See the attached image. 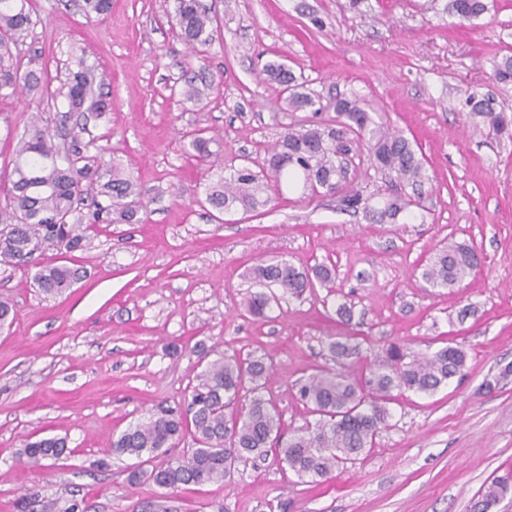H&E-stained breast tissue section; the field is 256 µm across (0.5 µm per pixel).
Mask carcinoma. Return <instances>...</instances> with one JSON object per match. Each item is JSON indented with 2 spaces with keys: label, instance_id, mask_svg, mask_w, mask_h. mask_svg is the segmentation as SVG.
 <instances>
[{
  "label": "carcinoma",
  "instance_id": "1",
  "mask_svg": "<svg viewBox=\"0 0 512 512\" xmlns=\"http://www.w3.org/2000/svg\"><path fill=\"white\" fill-rule=\"evenodd\" d=\"M88 15L104 16L112 0H83ZM486 0H448L445 11L459 20H471L487 12ZM175 18L180 38L200 57L214 41L216 18L202 8L199 0H176ZM34 25L28 0H0V92L11 95L24 88L38 87L41 77L34 71L22 75L14 65L10 46L23 42ZM267 80L288 93L294 111L318 113L320 101L301 86L293 72L281 63L265 64ZM94 70L80 66L66 78V110H59L57 96L46 93L49 111L38 112L24 126L17 142L4 206L9 221L0 224V265L15 266L52 246L74 251L87 240L85 221L134 224L143 221L137 200L141 189L131 171L120 161L100 162L95 170L77 163L84 146L75 136L59 144L50 124L63 126L72 115L106 112L110 103L95 94ZM181 95L187 102H200L215 89L204 69L188 67L182 77ZM471 111L490 126L505 131L512 118L496 111L493 99L469 100ZM336 123H294L284 127L278 140L267 150L260 171L248 166L224 168V159L210 149L214 138L203 133L191 136L186 154L207 163L214 171L205 184V203L220 212H257L274 201L272 190L282 183H301L304 191L336 194L346 210L361 212L373 224H395L410 214V202L400 195L375 201L349 180V164L356 155L370 167L394 181L420 190L429 176L411 141L397 129L376 121L357 97H343L334 103ZM104 198L94 201L92 216L84 213L86 194ZM477 255L467 245L451 243L439 249L423 266L421 278L430 288H454L477 269ZM255 291L246 293L244 310L254 318L267 317L272 304L291 297L300 299L314 282H326L330 270L319 266L308 272L284 259L262 261L248 270ZM76 271L64 265H43L34 274L35 283L47 296L70 288ZM467 353L460 346H446L431 355L407 353L399 343L389 346L367 373L352 378L334 369H321L300 380L299 398L319 415L282 443V423L271 400L262 393L260 381L269 366L264 359L218 358L208 362L196 375L197 384L184 404L176 408L158 406L148 416L128 426L112 440L110 452L137 458L163 448L175 447V440L187 425L194 427L198 447L154 467L149 478L160 488L176 490L185 485L222 482L234 473L238 463L264 459L272 446L278 447L280 462L300 478L323 479L336 468L351 463L371 446L391 417L387 404L392 392L411 391L431 395L448 380L463 374ZM66 441L46 438L27 442L18 459L33 466L44 460H59ZM512 491V469L493 479L473 505V512L490 509ZM17 512H80L74 502L57 510L54 501L34 495L23 498Z\"/></svg>",
  "mask_w": 512,
  "mask_h": 512
}]
</instances>
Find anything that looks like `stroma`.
I'll return each instance as SVG.
<instances>
[{"label":"stroma","mask_w":512,"mask_h":512,"mask_svg":"<svg viewBox=\"0 0 512 512\" xmlns=\"http://www.w3.org/2000/svg\"><path fill=\"white\" fill-rule=\"evenodd\" d=\"M201 2L218 28L205 60L192 61L174 0H112L100 18L82 0H31L17 66L43 72L55 93L78 60L94 68L110 109L82 120L84 162L128 163L147 219L99 223L83 249L46 250L45 261L79 272L59 296L42 294L27 268L0 267V300L16 310L0 327V512L31 493L83 500L86 512H140L161 490L128 484L132 459L110 454L112 437L157 404H182L199 365L218 355L271 361L265 393L291 435L316 421L298 380L323 368L360 376L393 342L418 355L458 344L467 366L434 394H397L360 460L314 482L272 453L230 480L162 496L172 512H471L512 466V129L497 133L468 103L486 94L512 116V82L495 78L512 56V0L463 24L447 0ZM269 61L292 70L322 112L289 111L262 73ZM188 63L224 82L200 105L181 99ZM344 95L422 155L429 180L416 220L372 224L334 195L288 187L257 215L199 206L204 170L185 153L189 131L218 136L225 163L259 162L288 124L335 119ZM37 102L0 98V170ZM451 241L472 245L482 264L459 288H430L419 267ZM272 257L328 266L333 278L258 320L241 307L246 273ZM468 303L474 313L459 318ZM334 337L358 356L332 358ZM46 437L66 439L62 459L17 461L23 443Z\"/></svg>","instance_id":"1"}]
</instances>
